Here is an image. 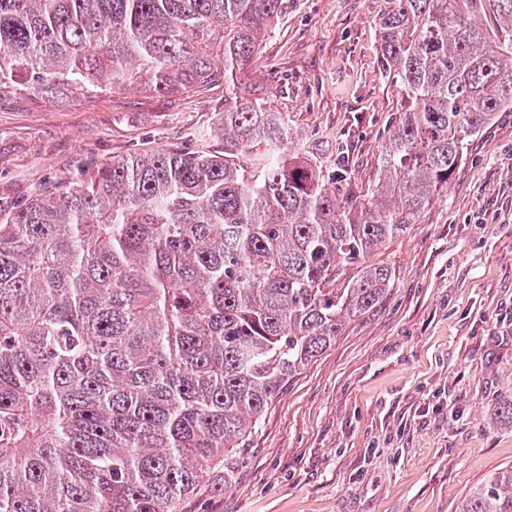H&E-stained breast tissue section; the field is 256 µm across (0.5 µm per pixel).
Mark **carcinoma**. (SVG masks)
<instances>
[{
    "instance_id": "1",
    "label": "carcinoma",
    "mask_w": 512,
    "mask_h": 512,
    "mask_svg": "<svg viewBox=\"0 0 512 512\" xmlns=\"http://www.w3.org/2000/svg\"><path fill=\"white\" fill-rule=\"evenodd\" d=\"M406 91L359 196L239 86L288 0H0V99L224 85V154L121 157L0 217V512H178L290 379L392 285L469 139L512 111L481 0H391ZM351 273H346L347 268ZM460 512H512V467Z\"/></svg>"
}]
</instances>
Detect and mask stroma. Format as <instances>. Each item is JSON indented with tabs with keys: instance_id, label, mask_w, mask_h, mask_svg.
I'll return each instance as SVG.
<instances>
[{
	"instance_id": "1",
	"label": "stroma",
	"mask_w": 512,
	"mask_h": 512,
	"mask_svg": "<svg viewBox=\"0 0 512 512\" xmlns=\"http://www.w3.org/2000/svg\"><path fill=\"white\" fill-rule=\"evenodd\" d=\"M389 0H289L239 92L277 87L295 153H346L372 186L405 92L383 71ZM224 88L0 101V211L112 158L224 150ZM393 284L295 377L232 477L209 469L180 512H459L512 466V112L469 139L447 188L379 249Z\"/></svg>"
}]
</instances>
